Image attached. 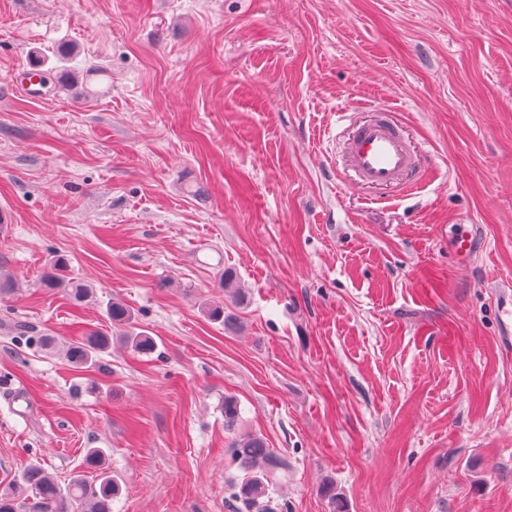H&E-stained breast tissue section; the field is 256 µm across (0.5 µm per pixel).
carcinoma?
Segmentation results:
<instances>
[{
    "mask_svg": "<svg viewBox=\"0 0 512 512\" xmlns=\"http://www.w3.org/2000/svg\"><path fill=\"white\" fill-rule=\"evenodd\" d=\"M70 265V259L58 254L41 277L45 288H65L76 303L86 301L92 289L65 280L64 272ZM224 293L234 299H243L236 273L224 270L222 278ZM106 314L112 327L120 333V341L132 351L151 354L156 342L144 330H137L134 313L121 301L107 302ZM38 341L47 349L63 348L64 357L75 368L96 365L100 355L108 352L112 346V334L107 331H93L85 336L60 346L50 336H40ZM240 418V405L236 397L224 396V426H233ZM232 456L237 466L245 472L244 481L238 487L235 498L243 504L245 512H291L288 500L269 507L265 498L269 497L270 474L281 468L282 460L268 448L264 440L249 436L232 448ZM105 451L102 448L86 450L84 466L97 472V482L91 483L78 474L66 485H61L55 477L39 463L27 466L20 475L18 488L25 501H19V495L0 494V512H18L25 507L31 512H112V500L118 494L119 483L104 466Z\"/></svg>",
    "mask_w": 512,
    "mask_h": 512,
    "instance_id": "carcinoma-1",
    "label": "carcinoma"
}]
</instances>
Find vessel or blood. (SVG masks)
<instances>
[{"mask_svg": "<svg viewBox=\"0 0 512 512\" xmlns=\"http://www.w3.org/2000/svg\"><path fill=\"white\" fill-rule=\"evenodd\" d=\"M344 155L356 177L371 185L402 182L416 166L401 128L387 111L355 130L345 143Z\"/></svg>", "mask_w": 512, "mask_h": 512, "instance_id": "b4317fda", "label": "vessel or blood"}]
</instances>
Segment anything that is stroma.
<instances>
[{
    "label": "stroma",
    "mask_w": 512,
    "mask_h": 512,
    "mask_svg": "<svg viewBox=\"0 0 512 512\" xmlns=\"http://www.w3.org/2000/svg\"><path fill=\"white\" fill-rule=\"evenodd\" d=\"M36 58L73 84L22 92ZM379 107L418 189L344 177ZM0 211V493L100 447L112 512H237L257 434L292 512L327 480L348 512H512V0H0ZM59 253L82 305L40 283ZM112 299L153 354L80 370L8 331L64 343Z\"/></svg>",
    "instance_id": "35a3bbf8"
}]
</instances>
